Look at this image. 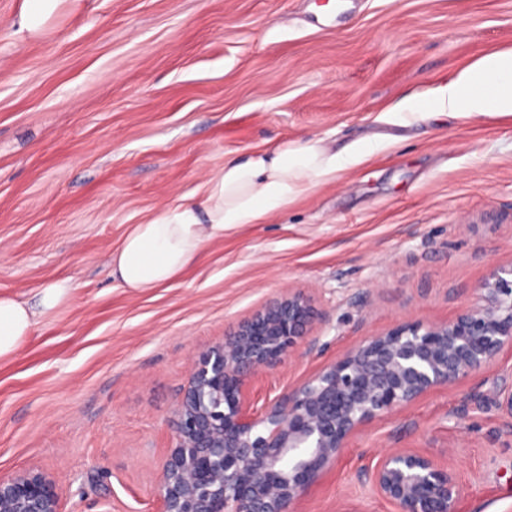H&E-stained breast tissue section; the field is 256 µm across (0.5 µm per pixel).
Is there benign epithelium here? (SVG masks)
I'll use <instances>...</instances> for the list:
<instances>
[{
	"label": "benign epithelium",
	"mask_w": 512,
	"mask_h": 512,
	"mask_svg": "<svg viewBox=\"0 0 512 512\" xmlns=\"http://www.w3.org/2000/svg\"><path fill=\"white\" fill-rule=\"evenodd\" d=\"M479 300L455 319L370 336L262 410L250 383L291 356L315 311L288 291L195 359L158 484L160 512H292L350 436L431 390L493 366L512 347V263L491 266ZM398 512H454L460 487L432 458L403 449L364 473ZM39 470L0 472V512H62Z\"/></svg>",
	"instance_id": "obj_1"
}]
</instances>
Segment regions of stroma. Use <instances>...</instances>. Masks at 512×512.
Instances as JSON below:
<instances>
[{"instance_id": "stroma-1", "label": "stroma", "mask_w": 512, "mask_h": 512, "mask_svg": "<svg viewBox=\"0 0 512 512\" xmlns=\"http://www.w3.org/2000/svg\"><path fill=\"white\" fill-rule=\"evenodd\" d=\"M0 0V294L69 301L0 360V471L38 469L66 512H158L194 358L282 292L308 343L252 382L264 407L363 338L453 319L512 262V119L403 123L401 97L512 46V0H61L16 34ZM384 142L267 223L133 294L106 271L131 225L225 161L288 142ZM512 349L353 435L296 512H397L362 477L405 448L450 465L455 512H512Z\"/></svg>"}]
</instances>
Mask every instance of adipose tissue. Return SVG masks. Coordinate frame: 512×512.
Instances as JSON below:
<instances>
[{
    "label": "adipose tissue",
    "instance_id": "1",
    "mask_svg": "<svg viewBox=\"0 0 512 512\" xmlns=\"http://www.w3.org/2000/svg\"><path fill=\"white\" fill-rule=\"evenodd\" d=\"M398 110L410 121L438 115L464 120L512 116V46L482 53L425 96L403 100ZM379 147L368 140L339 152L319 139L228 160L207 178L200 200H181L132 225L109 255V274L133 293L171 283L198 261L209 241L247 224L266 223ZM71 292V284L62 280L37 288L30 301L0 295V359L14 355Z\"/></svg>",
    "mask_w": 512,
    "mask_h": 512
}]
</instances>
